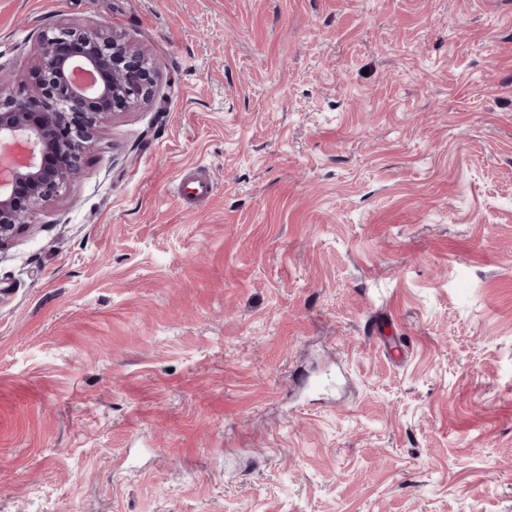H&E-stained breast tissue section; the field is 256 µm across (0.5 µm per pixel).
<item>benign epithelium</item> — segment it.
<instances>
[{"instance_id": "benign-epithelium-1", "label": "benign epithelium", "mask_w": 512, "mask_h": 512, "mask_svg": "<svg viewBox=\"0 0 512 512\" xmlns=\"http://www.w3.org/2000/svg\"><path fill=\"white\" fill-rule=\"evenodd\" d=\"M9 82L0 66V253L80 174L100 124L154 96L157 73L105 26L60 27L41 35L27 82Z\"/></svg>"}]
</instances>
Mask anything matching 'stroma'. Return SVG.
I'll return each mask as SVG.
<instances>
[{"label": "stroma", "instance_id": "stroma-1", "mask_svg": "<svg viewBox=\"0 0 512 512\" xmlns=\"http://www.w3.org/2000/svg\"><path fill=\"white\" fill-rule=\"evenodd\" d=\"M100 25L159 81L0 257V512H512V0H0V65ZM213 191L210 176L202 170L186 175L180 183V192L185 199L207 198Z\"/></svg>", "mask_w": 512, "mask_h": 512}]
</instances>
